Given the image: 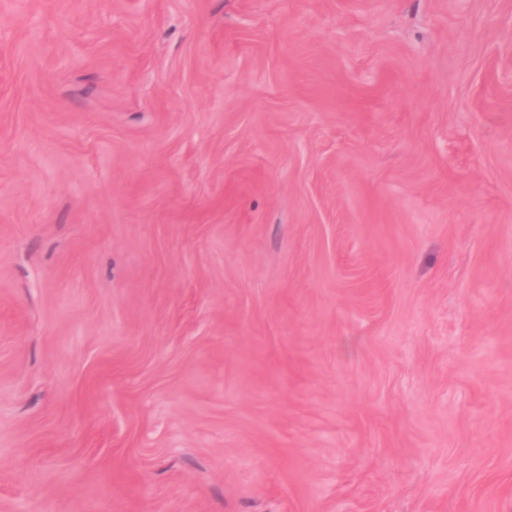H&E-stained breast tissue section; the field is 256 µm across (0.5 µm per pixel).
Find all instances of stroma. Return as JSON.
<instances>
[{"instance_id":"stroma-1","label":"stroma","mask_w":512,"mask_h":512,"mask_svg":"<svg viewBox=\"0 0 512 512\" xmlns=\"http://www.w3.org/2000/svg\"><path fill=\"white\" fill-rule=\"evenodd\" d=\"M0 512H512V0H0Z\"/></svg>"}]
</instances>
